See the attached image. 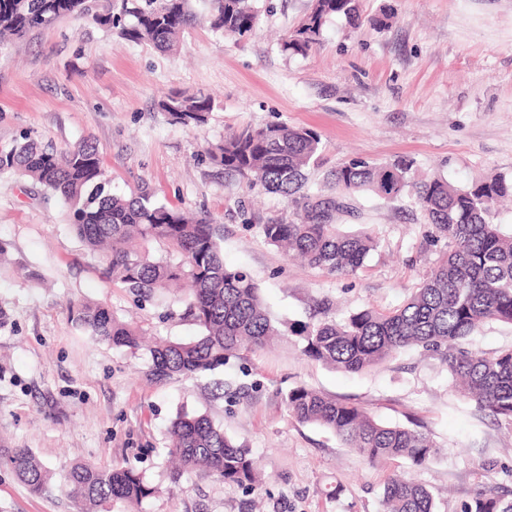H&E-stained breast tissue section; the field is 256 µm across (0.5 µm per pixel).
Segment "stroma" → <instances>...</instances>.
Listing matches in <instances>:
<instances>
[{"label":"stroma","mask_w":512,"mask_h":512,"mask_svg":"<svg viewBox=\"0 0 512 512\" xmlns=\"http://www.w3.org/2000/svg\"><path fill=\"white\" fill-rule=\"evenodd\" d=\"M254 33L234 41L204 23L164 54L73 18L29 32L0 52V148L28 134L57 151L89 139L112 190L145 185L156 199L223 227L227 268L247 272L281 328L270 349L240 351L212 377L164 384L148 356L92 340L72 320L102 303L150 336L189 341L178 295L136 302L104 277L57 199L28 178L0 176V448H29L55 472L72 463H128L153 487L139 512H385L383 483L400 472L430 491L436 512H460L482 488L512 490V426L452 388L441 356L402 351L373 370L344 373L304 353L288 328L317 301L336 318L401 306L444 243L409 199L346 196L336 221L378 241L364 268L339 278L287 258L262 224L294 220L284 197L229 181L203 149L230 132L284 122L321 138L311 192L333 196L327 174L350 159L412 160L414 180L468 187L512 179V0H359L361 22L327 19L307 55L283 39L313 0H258ZM214 99L206 125L173 124L159 107L174 92ZM224 382L216 399L207 384ZM304 386L365 408L391 426L419 428L436 453L379 467L322 427L291 418L285 396ZM208 415L258 462L254 491L204 471L174 476L165 451L178 414ZM0 512H81L53 482L35 494L0 464Z\"/></svg>","instance_id":"stroma-1"}]
</instances>
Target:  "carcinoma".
<instances>
[{
    "instance_id": "obj_1",
    "label": "carcinoma",
    "mask_w": 512,
    "mask_h": 512,
    "mask_svg": "<svg viewBox=\"0 0 512 512\" xmlns=\"http://www.w3.org/2000/svg\"><path fill=\"white\" fill-rule=\"evenodd\" d=\"M192 2L0 0V50L35 29L74 17L168 51L197 19ZM205 3L213 32L236 40L251 35L258 17L255 0ZM332 15L358 22L357 0H315L285 48L306 54L318 43ZM159 107L172 122L199 127L207 123L214 102L203 92L174 94L160 101ZM319 150L317 133L278 122L228 134L206 154L224 168L225 176L300 205L296 220L261 225L267 243L331 275L351 276L364 267L377 241L368 232H344L333 223V213L342 208L337 200L304 192L305 170L317 161ZM412 166L406 159L381 165L358 157L336 168L331 184L338 196L368 191L387 201L410 197L434 228L435 240H446L437 265L392 311L363 309L342 321L325 312L299 325L296 333L304 337L309 357L343 372L372 370L407 347L440 352L461 395L479 411L512 425V349L488 356L463 347L487 321L512 324V233H504L490 220L498 201L512 196V182L492 177L467 188L441 177L415 182L409 177ZM6 174L27 177L60 199L77 234L102 254L106 274L132 295L151 301L174 285H189L183 317L200 328V335L188 342L155 339L147 348L151 361L147 376L152 381L205 375L223 366L233 353L265 350L282 335L250 275L224 266L222 225L205 217L189 219L155 201L143 187L128 196L112 193L93 141L58 153L25 136L23 142L0 149V175ZM154 242L165 252L152 253L149 245ZM75 323L97 341L131 351L142 347V331L104 305H83ZM285 401L291 417L331 431L373 466L390 458L418 466L431 456L433 445L426 433L385 425L358 405L303 386L288 391ZM168 453L178 460L182 472L202 468L251 488L257 482L249 450L205 414L184 413L172 423ZM0 463L35 494L54 479L29 448L0 449ZM64 479L89 508L114 502L137 508L153 494L129 465L96 469L76 464ZM384 503L386 512H435L432 494L403 473L385 479ZM461 512H512V492L480 491Z\"/></svg>"
}]
</instances>
